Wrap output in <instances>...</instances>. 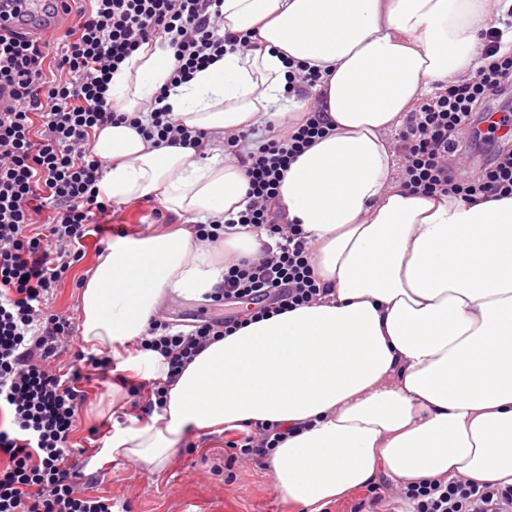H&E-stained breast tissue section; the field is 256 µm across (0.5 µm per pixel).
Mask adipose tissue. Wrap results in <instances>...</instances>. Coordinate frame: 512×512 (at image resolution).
Here are the masks:
<instances>
[{
	"mask_svg": "<svg viewBox=\"0 0 512 512\" xmlns=\"http://www.w3.org/2000/svg\"><path fill=\"white\" fill-rule=\"evenodd\" d=\"M493 0H224V28L257 30L169 87L173 59L141 47L109 83L115 111L146 115L161 88L204 153L152 146L129 125L96 130L108 199L152 198L176 225L113 242L79 294L81 338L117 353L167 299L202 300L224 259L255 252L246 233L197 239L193 226L243 210L244 171L225 136L304 111L290 67L328 70L330 134L294 161L279 205L301 225L320 300L209 344L147 422L116 430L110 458L164 472L182 438L276 423L292 434L269 466L288 504L309 508L364 486L463 476L512 483V197H428L394 182L391 130L432 83L473 72Z\"/></svg>",
	"mask_w": 512,
	"mask_h": 512,
	"instance_id": "1",
	"label": "adipose tissue"
}]
</instances>
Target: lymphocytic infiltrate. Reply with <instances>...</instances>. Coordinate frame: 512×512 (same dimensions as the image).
Instances as JSON below:
<instances>
[{
  "instance_id": "lymphocytic-infiltrate-1",
  "label": "lymphocytic infiltrate",
  "mask_w": 512,
  "mask_h": 512,
  "mask_svg": "<svg viewBox=\"0 0 512 512\" xmlns=\"http://www.w3.org/2000/svg\"><path fill=\"white\" fill-rule=\"evenodd\" d=\"M223 0H68L72 25L42 39L24 29L0 30V512H112V500L81 482L71 436L86 400L84 372L113 371L106 354L76 351L62 372L58 358L73 335L51 306L92 230L109 205L99 187L103 161L91 154L96 128L126 121L108 99V84L142 45L171 50V85L227 52L258 48L255 34L224 31ZM512 9L482 32V63L469 78L435 86L396 134L404 188L464 200L512 197V150L478 172L462 173L459 133L471 131L489 102H512ZM159 92L140 132L145 139L202 149L206 135L181 125ZM330 131L320 98L283 132L253 141L252 129L227 139L225 150L245 169L248 203L226 225L198 224L216 241L222 227L268 238L260 255L229 260L221 297L245 303L241 315L200 319L190 330L151 319L138 350L160 352L177 377L208 344L245 325L311 304L323 288L303 231L277 205L290 164ZM47 221H40L41 212ZM224 465L264 464L287 440L277 425L224 432ZM394 512H512V484L458 476L396 486Z\"/></svg>"
}]
</instances>
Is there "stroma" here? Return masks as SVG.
<instances>
[{"label": "stroma", "mask_w": 512, "mask_h": 512, "mask_svg": "<svg viewBox=\"0 0 512 512\" xmlns=\"http://www.w3.org/2000/svg\"><path fill=\"white\" fill-rule=\"evenodd\" d=\"M154 199L116 201L103 217L104 228L84 241L83 257L54 293L52 307L71 322H78L79 290L85 271L117 234L133 238L153 221ZM242 304L175 299L163 304L160 314L178 325L200 318L221 319L242 311ZM83 388L87 400L80 414L73 445L81 453L76 462L85 483L110 496L114 512H305L291 508L274 486L268 468L238 464L224 468V437L220 434L189 433L195 450L179 448L172 464L156 474L127 461L110 459L105 436H90L89 430L116 422L109 405L120 400L127 417L143 416V406H132L126 389L114 382L92 377Z\"/></svg>", "instance_id": "stroma-1"}]
</instances>
